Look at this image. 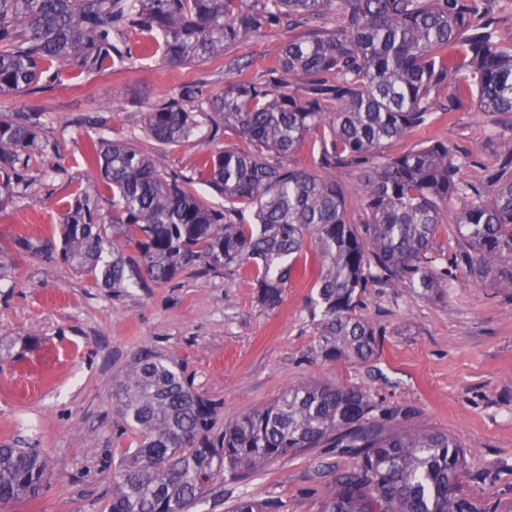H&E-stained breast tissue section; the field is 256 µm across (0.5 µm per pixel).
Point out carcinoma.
I'll list each match as a JSON object with an SVG mask.
<instances>
[{"instance_id": "cac0c4a2", "label": "carcinoma", "mask_w": 512, "mask_h": 512, "mask_svg": "<svg viewBox=\"0 0 512 512\" xmlns=\"http://www.w3.org/2000/svg\"><path fill=\"white\" fill-rule=\"evenodd\" d=\"M309 30L282 45L280 79L232 83L205 95L185 85L178 98L145 114V131L163 146L189 140L206 120L236 132L249 152L218 149L199 179L224 197L214 207L164 172L132 141H89L85 163L102 179L73 194L59 243L19 231L20 255L53 254L104 288H151L188 268L249 273L257 299L274 308L288 278L309 276L319 309L320 353L364 361L380 348L376 328L357 314L371 281L445 288L452 270L425 261L448 204L471 250L455 258L482 283L512 285V178L479 197L457 178L465 160L429 142L395 157L385 146L477 99L484 112L512 114V13L502 0H0V96L56 84L62 72H100L124 56L127 27L162 37L165 67L179 69L224 52V44L283 17ZM309 81L289 90L288 78ZM448 88V104L440 102ZM33 115H0V207L26 190L10 175L40 145ZM317 134L322 169L367 168L364 220L346 219L335 177L282 159ZM280 160H272V156ZM112 194V211L99 199ZM251 208L255 223L232 215ZM311 237L317 269L296 260ZM135 447L121 458L108 512H188L213 479L244 480L306 448H350L358 465L336 474L321 512H512L469 499L465 455L446 433L399 424L355 385L304 384L270 406L217 430V406L167 359L143 350L115 392ZM37 448L0 445V505L32 499L51 480ZM231 512H284L241 497Z\"/></svg>"}]
</instances>
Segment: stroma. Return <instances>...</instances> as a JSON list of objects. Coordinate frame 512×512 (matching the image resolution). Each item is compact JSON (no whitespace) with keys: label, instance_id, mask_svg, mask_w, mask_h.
Listing matches in <instances>:
<instances>
[{"label":"stroma","instance_id":"1","mask_svg":"<svg viewBox=\"0 0 512 512\" xmlns=\"http://www.w3.org/2000/svg\"><path fill=\"white\" fill-rule=\"evenodd\" d=\"M287 22L225 44L205 62L170 70L147 53L151 35L128 30V59L98 74L65 70L53 87L0 97V112L41 114L44 149L30 154L25 195L0 211V243L18 228L38 237L58 232L71 194L96 179L82 158L89 138L131 140L211 205L224 200L199 182L210 150L244 148L233 133L212 137L201 123L185 143L157 145L144 131L153 106L193 84L211 94L229 82H266L278 49L301 35ZM429 141L469 157L459 176L482 196L493 187L488 165L512 154V118L481 111L476 100L436 113L422 130L389 143L396 156ZM12 253L1 261L9 264ZM360 314L381 331L366 361L330 360L318 348L311 287L292 275L281 304L264 307L243 272L192 268L153 288L115 292L72 266L24 257L0 278V443L42 449L54 478L43 493L7 512H107L114 465L134 437L115 412L113 390L147 347L173 362L218 406V425L264 409L299 384H352L411 410L415 426L448 433L467 462L463 489L480 501L512 502V297L475 284L466 267L430 297L372 283ZM355 455L312 448L271 462L247 480L217 477L191 512H227L240 497L283 503L287 512H320L328 474L352 469Z\"/></svg>","mask_w":512,"mask_h":512}]
</instances>
